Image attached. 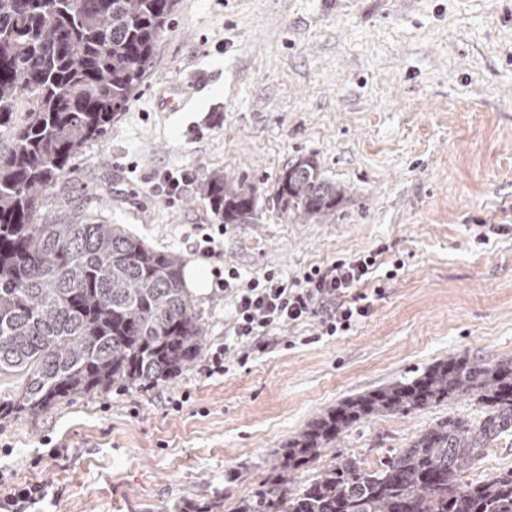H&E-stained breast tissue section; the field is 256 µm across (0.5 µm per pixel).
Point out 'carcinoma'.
Returning a JSON list of instances; mask_svg holds the SVG:
<instances>
[{"label":"carcinoma","instance_id":"1","mask_svg":"<svg viewBox=\"0 0 512 512\" xmlns=\"http://www.w3.org/2000/svg\"><path fill=\"white\" fill-rule=\"evenodd\" d=\"M175 0H0V375L26 374L0 419L36 415L76 395L179 374L204 331L183 288L184 258L158 252L118 224L39 214L75 151L105 137L140 84ZM200 190L226 224L254 218L253 186L214 170ZM344 191L299 158L273 205L291 220L328 217ZM471 394L485 420L444 419L369 472L335 462L298 493L289 487L351 426ZM512 427V358L450 356L423 373L344 401L310 423L235 512H512V470L478 485L459 472Z\"/></svg>","mask_w":512,"mask_h":512}]
</instances>
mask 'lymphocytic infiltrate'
I'll return each instance as SVG.
<instances>
[{
  "instance_id": "1",
  "label": "lymphocytic infiltrate",
  "mask_w": 512,
  "mask_h": 512,
  "mask_svg": "<svg viewBox=\"0 0 512 512\" xmlns=\"http://www.w3.org/2000/svg\"><path fill=\"white\" fill-rule=\"evenodd\" d=\"M377 252L340 258L315 265L301 276L288 279L276 271L242 278L237 267L215 269V286L232 303L228 333L235 339L239 360L262 350L274 328L317 319L324 336H340L366 316L368 309L350 300L358 284L374 278L379 268Z\"/></svg>"
}]
</instances>
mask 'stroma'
I'll return each instance as SVG.
<instances>
[{
    "label": "stroma",
    "mask_w": 512,
    "mask_h": 512,
    "mask_svg": "<svg viewBox=\"0 0 512 512\" xmlns=\"http://www.w3.org/2000/svg\"><path fill=\"white\" fill-rule=\"evenodd\" d=\"M181 84L191 106L162 112ZM314 159L345 194L335 216L289 220L268 197L283 169ZM188 171L178 200L157 183ZM258 189L259 209L225 226L212 258L191 245L219 215L199 190L208 171ZM121 225L187 264L269 269L381 251L402 261L353 330L277 327L264 352L209 374L227 343L231 302L192 300L200 356L152 386L76 396L0 420V498L32 485L26 512H235L288 440L347 398L422 373L448 356L512 357V0H176L141 84L105 138L75 152L42 209ZM394 269V268H393ZM478 424L471 395L343 432L293 476L331 463L383 462L446 417ZM512 470V429L460 473Z\"/></svg>",
    "instance_id": "35a3bbf8"
}]
</instances>
